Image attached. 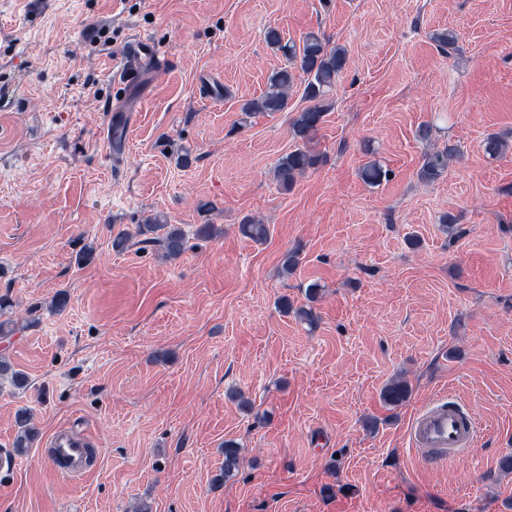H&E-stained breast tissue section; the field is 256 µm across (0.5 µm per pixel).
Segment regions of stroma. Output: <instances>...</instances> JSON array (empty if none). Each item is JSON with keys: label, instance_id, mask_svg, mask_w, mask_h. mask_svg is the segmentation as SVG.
Wrapping results in <instances>:
<instances>
[{"label": "stroma", "instance_id": "35a3bbf8", "mask_svg": "<svg viewBox=\"0 0 512 512\" xmlns=\"http://www.w3.org/2000/svg\"><path fill=\"white\" fill-rule=\"evenodd\" d=\"M270 28L349 51L324 161L289 189L273 169L300 92L240 111L285 63ZM439 29L458 35L449 54ZM139 33L173 65L125 90L112 63ZM491 133L512 135V0H0V354L29 379L0 383V456L18 410L38 431L0 476V512H512V149L486 154ZM448 143L460 157L420 182ZM372 160L390 172L377 187ZM157 213L189 238L179 259L113 250ZM247 215L265 243L240 234ZM312 283L311 326L279 301ZM399 376L411 394L392 408ZM446 391L479 432L435 463L408 426ZM67 429L94 443L85 473L44 453ZM228 441L239 466L216 489ZM457 155V149L453 145L443 147L426 154L418 170L419 179L423 182H433L439 178L448 168V162Z\"/></svg>", "mask_w": 512, "mask_h": 512}]
</instances>
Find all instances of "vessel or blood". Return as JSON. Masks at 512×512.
<instances>
[{
  "mask_svg": "<svg viewBox=\"0 0 512 512\" xmlns=\"http://www.w3.org/2000/svg\"><path fill=\"white\" fill-rule=\"evenodd\" d=\"M151 59L154 66L167 64L166 55L154 51L149 39L131 38L121 56L120 68L126 82H136L140 65ZM478 432L473 417L461 411L447 395L440 394L424 406L413 418L409 435L415 447L423 448L444 458L463 453L470 448ZM50 459L52 467L74 471L81 467L86 454L84 441L74 435L57 436Z\"/></svg>",
  "mask_w": 512,
  "mask_h": 512,
  "instance_id": "1",
  "label": "vessel or blood"
}]
</instances>
